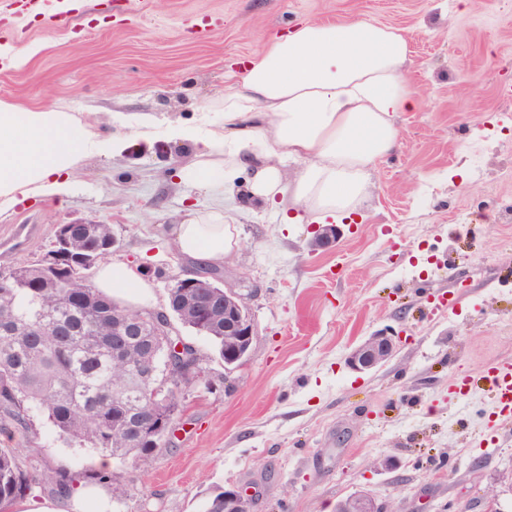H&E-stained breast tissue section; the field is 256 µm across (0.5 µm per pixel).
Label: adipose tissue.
Returning <instances> with one entry per match:
<instances>
[{
	"instance_id": "ef3b65f1",
	"label": "adipose tissue",
	"mask_w": 512,
	"mask_h": 512,
	"mask_svg": "<svg viewBox=\"0 0 512 512\" xmlns=\"http://www.w3.org/2000/svg\"><path fill=\"white\" fill-rule=\"evenodd\" d=\"M409 53L402 30L359 17L301 23L270 36L232 74L230 91L205 105L199 126L168 124L167 139L190 147L186 175L201 191L223 194L246 169L248 199L282 210L283 223L351 218L374 166L398 144L396 113L418 103ZM122 122L129 136H105L77 113L0 100V218L29 198L63 200L86 158L124 154L133 138L151 142L152 115ZM290 158L304 164L292 182L279 167ZM170 236L196 268L223 265L238 245L220 209L190 212ZM94 283L132 308L152 288L136 267L112 260Z\"/></svg>"
}]
</instances>
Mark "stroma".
I'll list each match as a JSON object with an SVG mask.
<instances>
[{
	"instance_id": "35a3bbf8",
	"label": "stroma",
	"mask_w": 512,
	"mask_h": 512,
	"mask_svg": "<svg viewBox=\"0 0 512 512\" xmlns=\"http://www.w3.org/2000/svg\"><path fill=\"white\" fill-rule=\"evenodd\" d=\"M77 2L57 29L0 0V46H43L20 66L0 58V99L98 119L105 135L123 132L110 114L147 112L156 133L123 155L88 158L65 200L0 219V239L37 227L9 263L45 253L54 225L108 224L113 260L140 266L160 311L190 268L170 225L220 208L240 239L226 282L257 290L254 338L228 372L210 340L179 328L207 383L179 388L181 415L147 472L63 442L39 416L29 434L37 465L131 482L112 512H206L230 485L256 487L254 512H332L359 489L394 512H485L491 497L512 512V415L494 414L485 392H456L463 377L512 362V0ZM353 15L404 30L418 104L396 114L399 144L372 171L356 223L315 250L313 225L240 209L238 195L181 177L191 156L164 130L194 123L271 35ZM202 19L212 25L200 36L191 26ZM384 330L399 337L394 355L351 370L348 353ZM26 437L0 433V448Z\"/></svg>"
}]
</instances>
